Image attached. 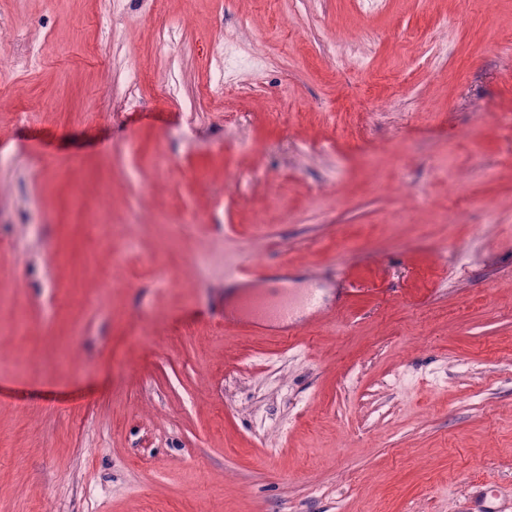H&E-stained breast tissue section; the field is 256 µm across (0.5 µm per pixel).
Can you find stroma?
I'll use <instances>...</instances> for the list:
<instances>
[{
  "mask_svg": "<svg viewBox=\"0 0 512 512\" xmlns=\"http://www.w3.org/2000/svg\"><path fill=\"white\" fill-rule=\"evenodd\" d=\"M510 43L512 0H0V512L512 486ZM243 257L353 292L228 335Z\"/></svg>",
  "mask_w": 512,
  "mask_h": 512,
  "instance_id": "1",
  "label": "stroma"
}]
</instances>
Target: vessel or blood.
Wrapping results in <instances>:
<instances>
[{"label": "vessel or blood", "mask_w": 512, "mask_h": 512, "mask_svg": "<svg viewBox=\"0 0 512 512\" xmlns=\"http://www.w3.org/2000/svg\"><path fill=\"white\" fill-rule=\"evenodd\" d=\"M333 311L321 278L313 275L300 290L276 283L245 295L239 306L225 310L224 330L271 336L289 346L304 326ZM463 512H512V492L477 484L467 495Z\"/></svg>", "instance_id": "obj_1"}]
</instances>
